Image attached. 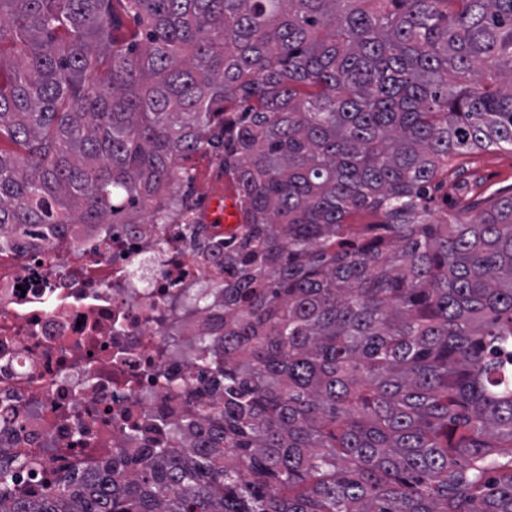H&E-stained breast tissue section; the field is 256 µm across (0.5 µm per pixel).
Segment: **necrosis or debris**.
Here are the masks:
<instances>
[{
	"label": "necrosis or debris",
	"instance_id": "necrosis-or-debris-1",
	"mask_svg": "<svg viewBox=\"0 0 512 512\" xmlns=\"http://www.w3.org/2000/svg\"><path fill=\"white\" fill-rule=\"evenodd\" d=\"M211 205L194 203L197 239L180 224H46L0 243L6 491L44 495L145 447L161 409L175 424L168 447L192 446L191 418L211 401L197 344L224 313L213 275L247 232Z\"/></svg>",
	"mask_w": 512,
	"mask_h": 512
}]
</instances>
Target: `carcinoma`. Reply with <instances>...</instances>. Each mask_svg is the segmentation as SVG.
<instances>
[{
	"label": "carcinoma",
	"mask_w": 512,
	"mask_h": 512,
	"mask_svg": "<svg viewBox=\"0 0 512 512\" xmlns=\"http://www.w3.org/2000/svg\"><path fill=\"white\" fill-rule=\"evenodd\" d=\"M1 137L5 236H195L200 153L248 230L194 446L0 512H512V197L428 202L512 151V0H0ZM211 155H192L179 160V167L192 172L194 190L197 194H208L224 190V174Z\"/></svg>",
	"instance_id": "obj_1"
}]
</instances>
